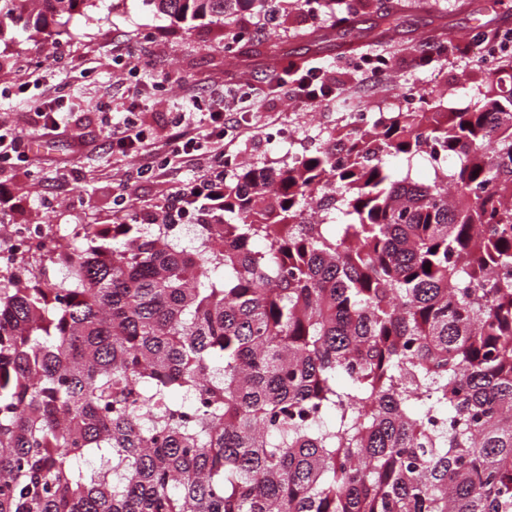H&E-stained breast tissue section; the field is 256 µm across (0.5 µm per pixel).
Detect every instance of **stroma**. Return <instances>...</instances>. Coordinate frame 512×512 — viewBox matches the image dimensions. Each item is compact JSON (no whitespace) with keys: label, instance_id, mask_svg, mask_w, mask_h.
<instances>
[{"label":"stroma","instance_id":"obj_1","mask_svg":"<svg viewBox=\"0 0 512 512\" xmlns=\"http://www.w3.org/2000/svg\"><path fill=\"white\" fill-rule=\"evenodd\" d=\"M267 9L275 22L230 51L219 21L180 22L155 12L148 0H96L80 7L67 25L68 36L57 40L21 22L9 25L14 58L0 70V121L23 131L31 153L28 162L0 164V182L16 201L13 210L0 213V224H63L81 244L111 226L116 196L133 197L144 213L192 178L190 165L178 158L155 177H139L136 157L109 148V120L99 106L125 102L133 88L142 93L144 124L159 136L181 105L177 79L193 85L205 102L223 94L229 73L258 85L280 62L332 65L339 104L305 114L277 97L257 96L249 111L237 113L245 134L235 140L234 152L248 164L278 170L338 136L350 112H396L404 94L427 98L443 112L473 109L475 90L487 79L476 53L454 52L423 69L416 51L447 38L460 47L469 44L474 29L501 26L500 0H408L398 35L367 47L347 35L316 39V31L331 23L325 13L298 10L286 0H268ZM381 51L391 59L390 79L362 92L350 63ZM163 74L169 82L155 83ZM35 102L60 106L65 134L39 135Z\"/></svg>","mask_w":512,"mask_h":512}]
</instances>
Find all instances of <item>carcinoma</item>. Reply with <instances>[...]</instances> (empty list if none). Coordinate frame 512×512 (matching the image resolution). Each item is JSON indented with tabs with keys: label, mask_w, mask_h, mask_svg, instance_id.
Here are the masks:
<instances>
[{
	"label": "carcinoma",
	"mask_w": 512,
	"mask_h": 512,
	"mask_svg": "<svg viewBox=\"0 0 512 512\" xmlns=\"http://www.w3.org/2000/svg\"><path fill=\"white\" fill-rule=\"evenodd\" d=\"M0 0L66 25L85 0ZM242 37V0H149ZM332 30L336 0H316ZM467 112L224 163L191 249L112 225L0 275V512H512V58ZM430 158L429 183L386 158ZM9 269V274H15L16 277L23 283L34 280H57L60 281L63 277V266L59 263L57 255L51 256L49 262L45 263L40 254H35L29 260L27 265ZM39 267L41 273L32 271L31 268Z\"/></svg>",
	"instance_id": "cac0c4a2"
}]
</instances>
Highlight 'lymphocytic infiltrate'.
I'll return each instance as SVG.
<instances>
[{
	"instance_id": "f902f5d3",
	"label": "lymphocytic infiltrate",
	"mask_w": 512,
	"mask_h": 512,
	"mask_svg": "<svg viewBox=\"0 0 512 512\" xmlns=\"http://www.w3.org/2000/svg\"><path fill=\"white\" fill-rule=\"evenodd\" d=\"M276 91L285 95L289 103L307 109L328 105L335 87L330 72L322 65L289 62L282 68ZM238 104V99L233 98L204 106L198 96L186 94L179 119L159 142L147 139L138 124L127 119L112 129L110 147L140 157L142 174L149 176L165 169L171 155L200 157L206 162L205 171L195 176L188 187L173 192L156 206L152 223L178 224L186 218L202 223H223L224 135L234 122L233 112ZM202 121L211 127V137L205 142L195 136L197 125Z\"/></svg>"
}]
</instances>
